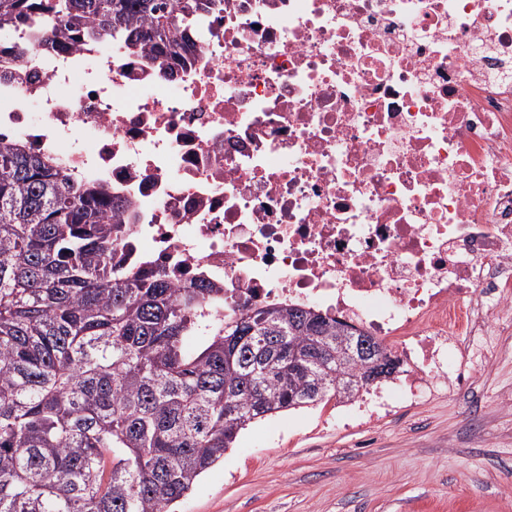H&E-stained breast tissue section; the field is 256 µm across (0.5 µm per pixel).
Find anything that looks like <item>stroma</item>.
I'll return each instance as SVG.
<instances>
[{
	"mask_svg": "<svg viewBox=\"0 0 512 512\" xmlns=\"http://www.w3.org/2000/svg\"><path fill=\"white\" fill-rule=\"evenodd\" d=\"M470 342L468 385L373 428L333 398L247 427L176 512H512V331Z\"/></svg>",
	"mask_w": 512,
	"mask_h": 512,
	"instance_id": "stroma-1",
	"label": "stroma"
}]
</instances>
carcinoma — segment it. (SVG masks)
<instances>
[{
    "mask_svg": "<svg viewBox=\"0 0 512 512\" xmlns=\"http://www.w3.org/2000/svg\"><path fill=\"white\" fill-rule=\"evenodd\" d=\"M0 0L158 59L184 49L195 0ZM112 201L0 139V512H171L239 433L336 395V338L316 310L175 288L125 264Z\"/></svg>",
    "mask_w": 512,
    "mask_h": 512,
    "instance_id": "carcinoma-1",
    "label": "carcinoma"
}]
</instances>
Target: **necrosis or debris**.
Here are the masks:
<instances>
[{"label": "necrosis or debris", "mask_w": 512, "mask_h": 512, "mask_svg": "<svg viewBox=\"0 0 512 512\" xmlns=\"http://www.w3.org/2000/svg\"><path fill=\"white\" fill-rule=\"evenodd\" d=\"M159 64L0 32V135L107 193L176 286L345 320L407 366L373 424L512 306V0H200Z\"/></svg>", "instance_id": "4bbe7bcc"}]
</instances>
